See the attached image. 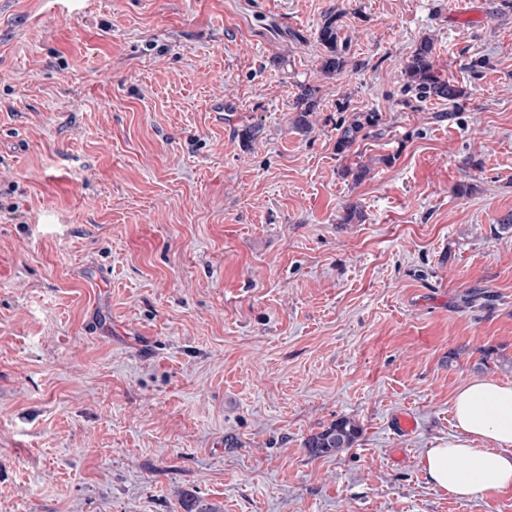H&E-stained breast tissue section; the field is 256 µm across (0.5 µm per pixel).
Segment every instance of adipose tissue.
<instances>
[{"instance_id":"1","label":"adipose tissue","mask_w":512,"mask_h":512,"mask_svg":"<svg viewBox=\"0 0 512 512\" xmlns=\"http://www.w3.org/2000/svg\"><path fill=\"white\" fill-rule=\"evenodd\" d=\"M452 415L454 434L424 455L427 478L460 499L512 488V383L473 379L456 391Z\"/></svg>"}]
</instances>
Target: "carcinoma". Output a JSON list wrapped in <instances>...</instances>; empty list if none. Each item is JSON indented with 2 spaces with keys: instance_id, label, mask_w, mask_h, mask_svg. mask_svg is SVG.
Returning a JSON list of instances; mask_svg holds the SVG:
<instances>
[{
  "instance_id": "carcinoma-1",
  "label": "carcinoma",
  "mask_w": 512,
  "mask_h": 512,
  "mask_svg": "<svg viewBox=\"0 0 512 512\" xmlns=\"http://www.w3.org/2000/svg\"><path fill=\"white\" fill-rule=\"evenodd\" d=\"M339 20L340 15L329 14L317 31V40L324 48L321 70L328 76L345 71L350 64L346 58V47L340 41ZM434 51V43L429 38L422 39L416 45L404 69L405 89L414 93L420 101L437 99L457 106L464 92L435 66ZM318 92L319 89L311 84L299 85L294 109L298 112L296 125L302 130L310 127L308 117L316 110ZM380 121L378 112H355L349 120L341 121L337 128L336 153L348 156L359 140L369 137L374 128L380 126ZM359 434L360 427L353 421L339 419L326 429L309 435L304 447L308 448L310 454L322 457L352 447Z\"/></svg>"
}]
</instances>
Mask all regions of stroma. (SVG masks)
<instances>
[{"mask_svg":"<svg viewBox=\"0 0 512 512\" xmlns=\"http://www.w3.org/2000/svg\"><path fill=\"white\" fill-rule=\"evenodd\" d=\"M425 37L459 111L402 92ZM511 212L504 0H0V512H512L422 465L512 383ZM339 14L325 17L317 31V40L324 48L320 69L325 75L333 76L345 71L350 64L346 58V47L340 41ZM319 89L311 84H300L299 93L295 98L293 108L298 112L296 125L301 130H308L310 122L308 117L316 110L317 93ZM382 120L378 112H353L349 120H342L336 128V153L346 157L353 146L360 140L370 136L380 126ZM360 434V427L349 419H339L320 432L312 433L304 441L313 456H326L343 448H351Z\"/></svg>","mask_w":512,"mask_h":512,"instance_id":"35a3bbf8","label":"stroma"}]
</instances>
